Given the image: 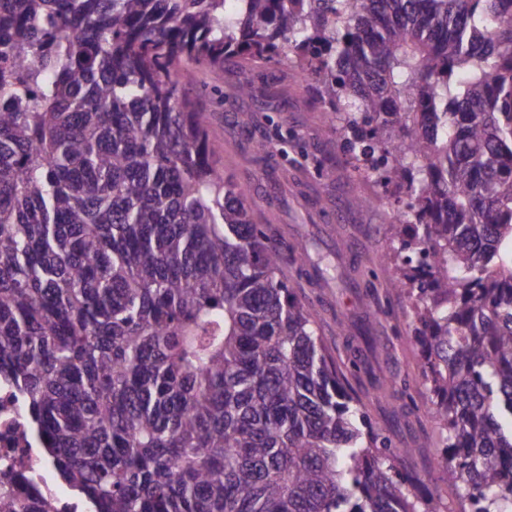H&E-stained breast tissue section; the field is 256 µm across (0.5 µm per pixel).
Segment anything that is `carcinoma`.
Returning <instances> with one entry per match:
<instances>
[{"label": "carcinoma", "mask_w": 512, "mask_h": 512, "mask_svg": "<svg viewBox=\"0 0 512 512\" xmlns=\"http://www.w3.org/2000/svg\"><path fill=\"white\" fill-rule=\"evenodd\" d=\"M230 59L398 196L439 465L512 512V0H0V380L48 463L95 512H418L183 93Z\"/></svg>", "instance_id": "1"}]
</instances>
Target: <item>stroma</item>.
<instances>
[{
    "label": "stroma",
    "instance_id": "35a3bbf8",
    "mask_svg": "<svg viewBox=\"0 0 512 512\" xmlns=\"http://www.w3.org/2000/svg\"><path fill=\"white\" fill-rule=\"evenodd\" d=\"M187 68L188 95L209 116L208 139L218 162L245 192L271 242L283 247L282 272L294 280L297 299L318 312V333L347 388L392 447L408 448L392 463L412 478L419 512H466V501L437 463L441 430L430 411L421 348L411 334L413 314L393 286L386 226L395 200L357 173L316 91L292 69L214 70L193 62ZM245 75L254 92L241 98L236 86ZM243 112L252 114V126L239 125ZM286 131L295 137L287 155L257 160L256 141L273 142ZM361 196L377 198V206L359 209L354 200ZM301 242L335 266V281L318 285L301 275L290 251ZM367 266L376 276L364 288L360 272ZM368 307L372 316H363Z\"/></svg>",
    "mask_w": 512,
    "mask_h": 512
}]
</instances>
